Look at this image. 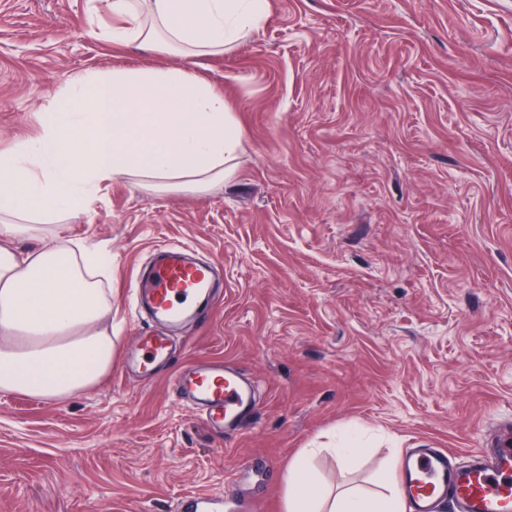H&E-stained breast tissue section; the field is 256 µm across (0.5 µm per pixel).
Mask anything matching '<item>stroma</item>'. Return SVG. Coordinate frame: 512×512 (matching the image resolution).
<instances>
[{"label":"stroma","mask_w":512,"mask_h":512,"mask_svg":"<svg viewBox=\"0 0 512 512\" xmlns=\"http://www.w3.org/2000/svg\"><path fill=\"white\" fill-rule=\"evenodd\" d=\"M105 0H0V151L36 135L71 77L181 66L88 34ZM242 132L203 193L119 176L56 223L112 254L111 371L63 404L0 393V512H285L287 468L382 491L406 448L465 457L512 423V0H269L230 51L196 58ZM163 244L223 270L182 360L220 358L258 386L218 436L171 380L123 371L148 330L135 278ZM359 454L335 449L345 425Z\"/></svg>","instance_id":"1"}]
</instances>
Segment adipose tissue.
Here are the masks:
<instances>
[{"label":"adipose tissue","instance_id":"obj_1","mask_svg":"<svg viewBox=\"0 0 512 512\" xmlns=\"http://www.w3.org/2000/svg\"><path fill=\"white\" fill-rule=\"evenodd\" d=\"M113 23L89 36L181 55L183 66L116 69L72 79L39 133L0 153V392L64 403L112 368V295L94 279L102 253L73 249L52 222L86 212L117 176L145 188L204 191L224 181L241 132L224 93L189 62L233 46L266 16L268 0H106ZM39 238V245L21 243ZM286 512H405L398 487L384 502L332 494L307 455L288 469Z\"/></svg>","mask_w":512,"mask_h":512}]
</instances>
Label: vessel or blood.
Segmentation results:
<instances>
[{"instance_id":"b4317fda","label":"vessel or blood","mask_w":512,"mask_h":512,"mask_svg":"<svg viewBox=\"0 0 512 512\" xmlns=\"http://www.w3.org/2000/svg\"><path fill=\"white\" fill-rule=\"evenodd\" d=\"M141 277L138 304L152 320L174 329L208 314L216 287L213 263L192 260L185 248L172 246L158 251ZM125 365L146 379L172 371L176 398L217 433L237 430L256 405L251 379L229 361L178 364L172 340L163 334L135 337ZM400 483L408 512H436L445 500L457 512H512V435L470 452L462 463L445 448L407 449Z\"/></svg>"}]
</instances>
